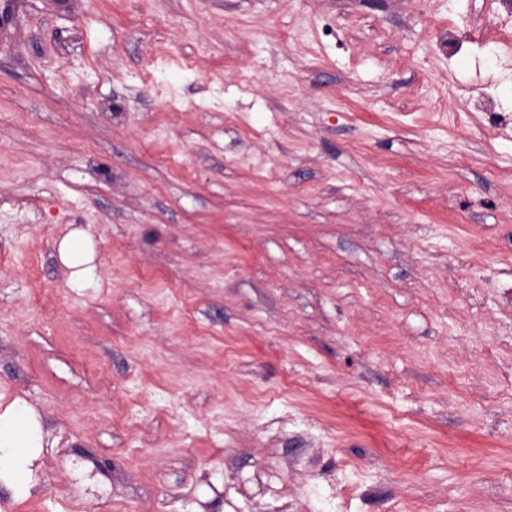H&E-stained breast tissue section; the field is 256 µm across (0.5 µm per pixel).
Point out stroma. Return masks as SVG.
Wrapping results in <instances>:
<instances>
[{
  "instance_id": "35a3bbf8",
  "label": "stroma",
  "mask_w": 512,
  "mask_h": 512,
  "mask_svg": "<svg viewBox=\"0 0 512 512\" xmlns=\"http://www.w3.org/2000/svg\"><path fill=\"white\" fill-rule=\"evenodd\" d=\"M469 0H16L0 512H512V44ZM82 232L94 275L58 245ZM48 437L33 405L22 399L4 407L0 403V480L21 494H30V453L35 448H45Z\"/></svg>"
}]
</instances>
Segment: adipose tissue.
I'll return each mask as SVG.
<instances>
[{
  "label": "adipose tissue",
  "instance_id": "1",
  "mask_svg": "<svg viewBox=\"0 0 512 512\" xmlns=\"http://www.w3.org/2000/svg\"><path fill=\"white\" fill-rule=\"evenodd\" d=\"M47 437L40 414L33 405L17 399L0 406V480L19 493H30L31 453L44 447Z\"/></svg>",
  "mask_w": 512,
  "mask_h": 512
}]
</instances>
